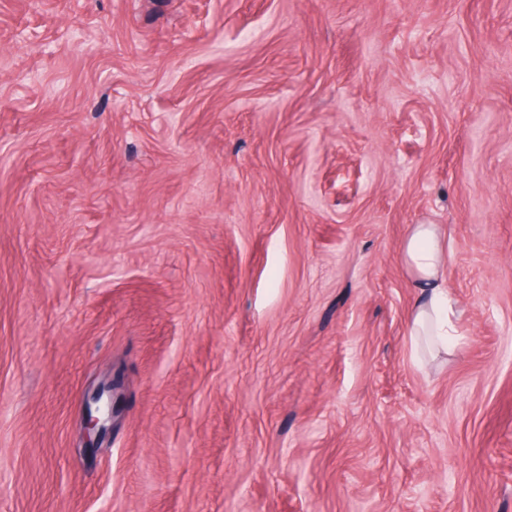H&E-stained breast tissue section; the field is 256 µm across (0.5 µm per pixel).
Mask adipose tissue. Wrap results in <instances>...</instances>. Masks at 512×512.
<instances>
[{
  "mask_svg": "<svg viewBox=\"0 0 512 512\" xmlns=\"http://www.w3.org/2000/svg\"><path fill=\"white\" fill-rule=\"evenodd\" d=\"M403 261L420 293L408 336L413 350L444 352L449 337L458 335L461 312L446 287L448 244L439 225L419 224L402 245Z\"/></svg>",
  "mask_w": 512,
  "mask_h": 512,
  "instance_id": "adipose-tissue-1",
  "label": "adipose tissue"
}]
</instances>
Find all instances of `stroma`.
<instances>
[{
	"mask_svg": "<svg viewBox=\"0 0 512 512\" xmlns=\"http://www.w3.org/2000/svg\"><path fill=\"white\" fill-rule=\"evenodd\" d=\"M0 512H512V0H0ZM403 261L420 289L408 336L414 354L421 348L448 352V337L459 334L462 312L446 287L448 244L437 224H416L402 245ZM121 387L118 379H109L89 390L84 400V432L90 448H99L108 434L112 421L119 414L117 390ZM112 393L110 400H104L105 393ZM96 446V447H95Z\"/></svg>",
	"mask_w": 512,
	"mask_h": 512,
	"instance_id": "obj_1",
	"label": "stroma"
}]
</instances>
